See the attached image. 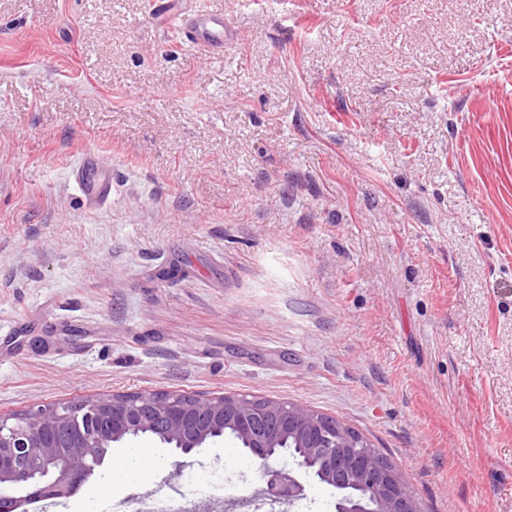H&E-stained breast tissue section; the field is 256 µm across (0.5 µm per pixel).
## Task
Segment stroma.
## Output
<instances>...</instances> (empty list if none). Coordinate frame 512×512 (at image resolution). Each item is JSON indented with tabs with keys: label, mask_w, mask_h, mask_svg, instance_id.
Wrapping results in <instances>:
<instances>
[{
	"label": "stroma",
	"mask_w": 512,
	"mask_h": 512,
	"mask_svg": "<svg viewBox=\"0 0 512 512\" xmlns=\"http://www.w3.org/2000/svg\"><path fill=\"white\" fill-rule=\"evenodd\" d=\"M0 0V415L101 394L290 401L362 434L422 512H512V0ZM112 173L88 209L71 169ZM56 512H127L231 438L149 437ZM166 20L177 31L183 43L210 54L224 51L228 29L223 14L199 11L191 13L184 8L167 11Z\"/></svg>",
	"instance_id": "35a3bbf8"
}]
</instances>
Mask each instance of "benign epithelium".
Masks as SVG:
<instances>
[{
	"instance_id": "obj_1",
	"label": "benign epithelium",
	"mask_w": 512,
	"mask_h": 512,
	"mask_svg": "<svg viewBox=\"0 0 512 512\" xmlns=\"http://www.w3.org/2000/svg\"><path fill=\"white\" fill-rule=\"evenodd\" d=\"M273 420L272 432L255 429ZM156 430L161 441L189 455L230 436L262 462L265 499L293 505L308 478L336 489V512H421L402 475L350 428L303 405L244 395L202 399L182 393L103 394L0 416V509L17 512L35 498L72 496L107 449ZM293 440L294 466L270 460Z\"/></svg>"
}]
</instances>
